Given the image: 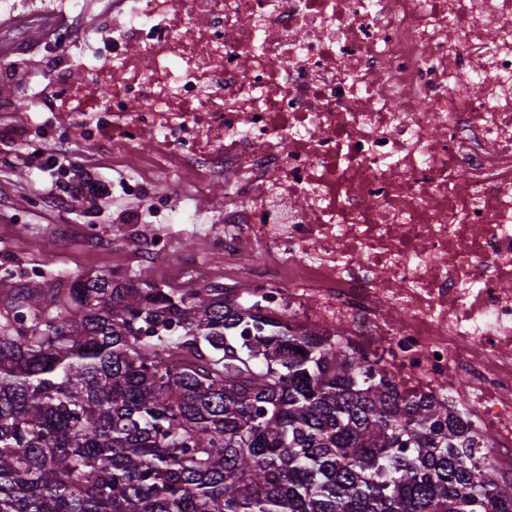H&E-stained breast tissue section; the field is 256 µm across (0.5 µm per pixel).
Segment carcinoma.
I'll return each instance as SVG.
<instances>
[{
	"instance_id": "obj_1",
	"label": "carcinoma",
	"mask_w": 512,
	"mask_h": 512,
	"mask_svg": "<svg viewBox=\"0 0 512 512\" xmlns=\"http://www.w3.org/2000/svg\"><path fill=\"white\" fill-rule=\"evenodd\" d=\"M462 411L245 288L0 303V512H512Z\"/></svg>"
}]
</instances>
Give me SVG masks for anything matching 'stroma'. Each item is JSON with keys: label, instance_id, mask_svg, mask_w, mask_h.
Returning a JSON list of instances; mask_svg holds the SVG:
<instances>
[{"label": "stroma", "instance_id": "1", "mask_svg": "<svg viewBox=\"0 0 512 512\" xmlns=\"http://www.w3.org/2000/svg\"><path fill=\"white\" fill-rule=\"evenodd\" d=\"M51 0H9L0 8V35L8 36L27 29L25 55L0 47V67L11 60L21 59L22 81L12 84L0 79V252H9L15 259L17 271L39 266L43 276L93 275L111 266L131 272L129 249L123 248L125 237L144 242L146 235L166 238L173 247L193 229L197 216H204L214 227H222L224 199L209 193L205 199L192 194L189 179L159 185L149 182L137 192L126 186L134 182V172L113 164L101 156L82 134H74L72 147L79 159L81 172L105 183L106 189L95 196L72 195L66 207H55L49 197L58 174L49 171H29L23 164L20 147L2 136V129L21 123L38 126L48 120L40 110L42 90L52 85L49 62L60 54L78 58L73 45L57 49L48 43L57 16ZM96 225L101 234L97 243H84L80 230ZM207 264L197 277H183L173 263H145V270L161 282L178 288H205L224 274L233 264L244 268L256 261L251 252L229 259L223 250L202 243Z\"/></svg>", "mask_w": 512, "mask_h": 512}]
</instances>
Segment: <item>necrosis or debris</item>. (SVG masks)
Segmentation results:
<instances>
[{"instance_id": "obj_1", "label": "necrosis or debris", "mask_w": 512, "mask_h": 512, "mask_svg": "<svg viewBox=\"0 0 512 512\" xmlns=\"http://www.w3.org/2000/svg\"><path fill=\"white\" fill-rule=\"evenodd\" d=\"M148 3L85 43L98 94L58 63L75 126L144 180L232 178L193 240L260 253L269 311L466 410L512 471V0Z\"/></svg>"}]
</instances>
